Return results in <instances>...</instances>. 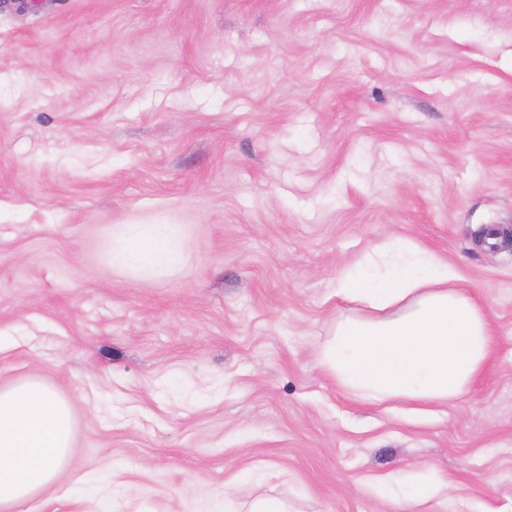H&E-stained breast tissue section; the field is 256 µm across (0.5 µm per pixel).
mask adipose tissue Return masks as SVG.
Wrapping results in <instances>:
<instances>
[{"instance_id":"adipose-tissue-1","label":"adipose tissue","mask_w":512,"mask_h":512,"mask_svg":"<svg viewBox=\"0 0 512 512\" xmlns=\"http://www.w3.org/2000/svg\"><path fill=\"white\" fill-rule=\"evenodd\" d=\"M112 265L155 276L183 261L178 224H125ZM457 270L413 243L383 244L336 279L334 297L362 306L319 347L325 373L358 401H402L422 416L466 395L489 355L491 332ZM66 399L31 379L0 387V512H19L50 487L72 446Z\"/></svg>"}]
</instances>
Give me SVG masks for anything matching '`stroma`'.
<instances>
[{
	"label": "stroma",
	"instance_id": "1",
	"mask_svg": "<svg viewBox=\"0 0 512 512\" xmlns=\"http://www.w3.org/2000/svg\"><path fill=\"white\" fill-rule=\"evenodd\" d=\"M180 224L175 271L110 267ZM512 0H0V385L67 398L29 512H512ZM405 239L493 329L423 421L318 344L337 276ZM183 261L180 224H124L112 236L109 262L135 275L155 276ZM225 512H295L291 510L287 503L278 499L257 497L248 504L246 510L239 509L238 506L228 501L225 503Z\"/></svg>",
	"mask_w": 512,
	"mask_h": 512
}]
</instances>
